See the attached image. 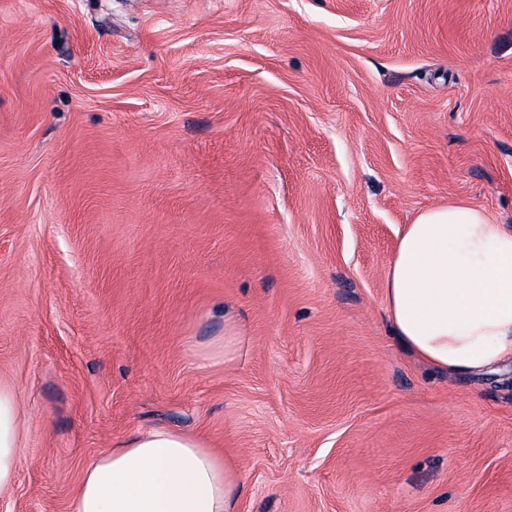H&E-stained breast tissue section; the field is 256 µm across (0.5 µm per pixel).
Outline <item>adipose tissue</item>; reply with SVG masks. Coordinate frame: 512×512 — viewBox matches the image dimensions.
<instances>
[{"instance_id": "1", "label": "adipose tissue", "mask_w": 512, "mask_h": 512, "mask_svg": "<svg viewBox=\"0 0 512 512\" xmlns=\"http://www.w3.org/2000/svg\"><path fill=\"white\" fill-rule=\"evenodd\" d=\"M389 326L436 371L512 361V225L469 204L435 206L407 225L384 281ZM19 401L0 385V489L16 476ZM237 471L200 439L153 428L93 460L69 512H239Z\"/></svg>"}]
</instances>
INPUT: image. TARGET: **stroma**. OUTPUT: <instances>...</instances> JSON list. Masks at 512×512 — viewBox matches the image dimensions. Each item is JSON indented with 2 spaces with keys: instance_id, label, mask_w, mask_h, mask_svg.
Here are the masks:
<instances>
[{
  "instance_id": "obj_1",
  "label": "stroma",
  "mask_w": 512,
  "mask_h": 512,
  "mask_svg": "<svg viewBox=\"0 0 512 512\" xmlns=\"http://www.w3.org/2000/svg\"><path fill=\"white\" fill-rule=\"evenodd\" d=\"M456 202L512 225V0H0V512H69L154 427L239 512H512V365L386 319ZM19 401L16 393L0 385V489L10 486L16 476L20 452Z\"/></svg>"
}]
</instances>
